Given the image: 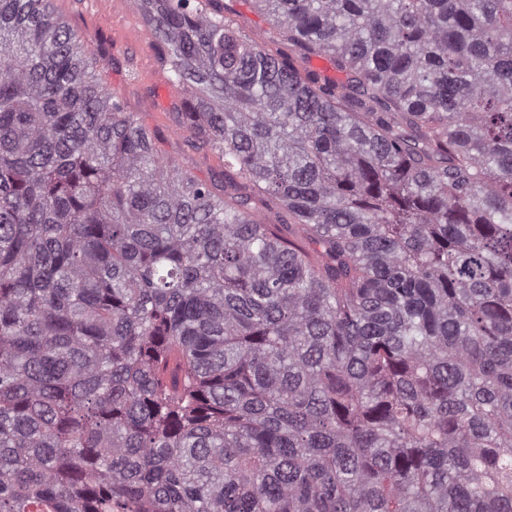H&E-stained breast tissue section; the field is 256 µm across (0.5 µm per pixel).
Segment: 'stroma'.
Listing matches in <instances>:
<instances>
[{
	"instance_id": "obj_1",
	"label": "stroma",
	"mask_w": 512,
	"mask_h": 512,
	"mask_svg": "<svg viewBox=\"0 0 512 512\" xmlns=\"http://www.w3.org/2000/svg\"><path fill=\"white\" fill-rule=\"evenodd\" d=\"M56 6L72 29L86 35L91 55L107 60L104 81L128 111L158 133L162 152L200 178L218 175V157L192 148L174 122L178 97L155 55L154 31L134 0H56ZM131 70L136 73L132 79L127 76Z\"/></svg>"
}]
</instances>
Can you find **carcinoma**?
Wrapping results in <instances>:
<instances>
[{
	"label": "carcinoma",
	"mask_w": 512,
	"mask_h": 512,
	"mask_svg": "<svg viewBox=\"0 0 512 512\" xmlns=\"http://www.w3.org/2000/svg\"><path fill=\"white\" fill-rule=\"evenodd\" d=\"M52 2L0 0V512H512V0H134L218 182ZM224 10L228 14H233L237 18L240 17L246 27L255 32L262 33L268 29V23L265 18L254 12L246 0H222Z\"/></svg>",
	"instance_id": "carcinoma-1"
}]
</instances>
